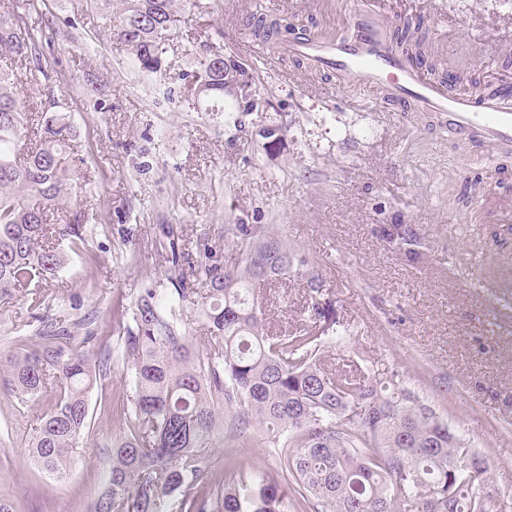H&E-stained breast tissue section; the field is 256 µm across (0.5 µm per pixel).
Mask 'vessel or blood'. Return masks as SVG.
Returning a JSON list of instances; mask_svg holds the SVG:
<instances>
[{"label":"vessel or blood","instance_id":"vessel-or-blood-1","mask_svg":"<svg viewBox=\"0 0 512 512\" xmlns=\"http://www.w3.org/2000/svg\"><path fill=\"white\" fill-rule=\"evenodd\" d=\"M395 26L378 0H358L345 34L299 33L279 44L276 53L265 54L264 60L269 64L280 57L306 60L311 70L331 74L337 88L363 82L388 101L433 113L452 137L512 151V98L474 97L428 79L397 50L392 38Z\"/></svg>","mask_w":512,"mask_h":512}]
</instances>
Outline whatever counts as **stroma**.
<instances>
[{
    "label": "stroma",
    "instance_id": "35a3bbf8",
    "mask_svg": "<svg viewBox=\"0 0 512 512\" xmlns=\"http://www.w3.org/2000/svg\"><path fill=\"white\" fill-rule=\"evenodd\" d=\"M209 14L182 12L169 41L165 91L138 79L134 62L89 0H30L27 20L44 34L43 70L21 86L35 113H68L73 158L89 180L64 215L84 212L83 243L53 284L0 301V357L37 350L41 321L96 313L94 337L73 350L105 367L89 396V426L66 476L28 455L44 401L24 403L0 386V495L20 512H94L108 488L112 443L126 432L114 402L130 380L120 337L145 288L169 287L167 255L188 261L216 250L245 270L233 224H259L296 259L285 284L257 297L273 330L307 327V282L319 277L342 330L321 353L344 370L397 374L487 462L480 489L494 512H512V153L449 136L429 113L387 103L367 88L337 89L301 62L265 66L253 19L289 31H345L352 0H211ZM392 18L419 22L435 79L480 76L512 85V7L486 0H381ZM222 32L224 51L252 74L270 106L197 110L183 95L200 46ZM278 125V138L265 128ZM411 226L409 259L386 237ZM233 450L244 468L273 472L272 449L254 435L217 430L208 467Z\"/></svg>",
    "mask_w": 512,
    "mask_h": 512
}]
</instances>
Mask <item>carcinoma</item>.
Listing matches in <instances>:
<instances>
[{"label":"carcinoma","mask_w":512,"mask_h":512,"mask_svg":"<svg viewBox=\"0 0 512 512\" xmlns=\"http://www.w3.org/2000/svg\"><path fill=\"white\" fill-rule=\"evenodd\" d=\"M102 25L120 37L137 74L157 85L167 72L168 42L179 22L181 0H90ZM254 35L273 45L279 23L262 16ZM399 48L420 62L428 49L419 27L407 21ZM41 39L22 13H0V52L13 63L40 70ZM198 70L184 74L194 104L224 111V47L205 43ZM18 74L0 69V300L34 279L53 278L67 264L61 247H44L51 236L82 238L80 218L60 227L49 214L82 191L69 159L70 123L63 113L44 119V137L20 156L33 113L18 93ZM390 240L412 246L411 229L395 224ZM248 277L267 283L288 279V243L249 229ZM173 288H146L121 337L131 363L130 387L121 396L130 410L127 434L112 442L108 490L102 512H493L475 491L486 481L482 457L454 435L433 409L393 378L326 370L319 354L340 326L335 302L322 297L310 278L307 317L316 329L299 334L265 328L263 307L250 297L246 278L215 259L207 248L191 265L192 278L177 272L181 255L171 248ZM202 299L209 336L191 349L182 304ZM94 320L43 322L42 350L0 360L6 388L22 400L50 397L27 448L48 472L62 474L74 461L88 427V400L103 370L70 348L75 333ZM232 409L235 435L262 433L274 449L275 479L243 471L224 456V471L206 467L217 418ZM477 457L480 478L468 459ZM206 487L208 493L200 492ZM453 509H448V490Z\"/></svg>","instance_id":"obj_1"}]
</instances>
